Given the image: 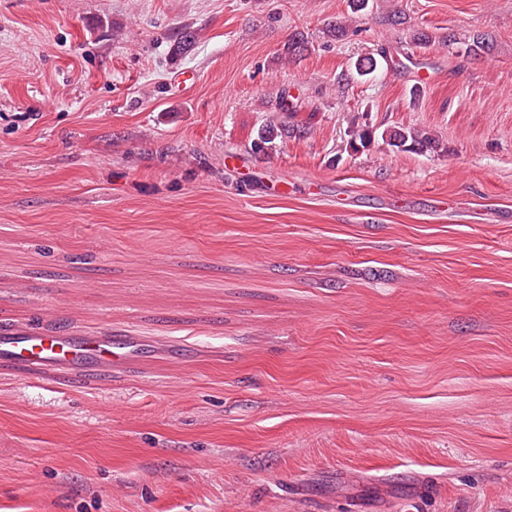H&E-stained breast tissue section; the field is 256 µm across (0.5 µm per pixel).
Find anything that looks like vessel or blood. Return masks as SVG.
I'll list each match as a JSON object with an SVG mask.
<instances>
[{"label":"vessel or blood","instance_id":"vessel-or-blood-1","mask_svg":"<svg viewBox=\"0 0 512 512\" xmlns=\"http://www.w3.org/2000/svg\"><path fill=\"white\" fill-rule=\"evenodd\" d=\"M142 345V337L109 327L90 336H73L62 328L37 334L29 326H0V362L88 380L101 371L121 373L132 368Z\"/></svg>","mask_w":512,"mask_h":512}]
</instances>
